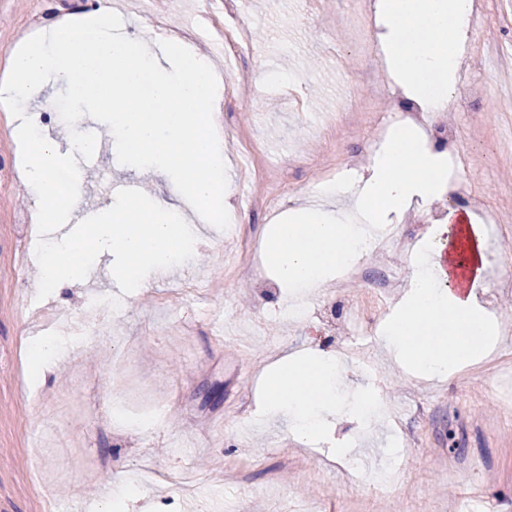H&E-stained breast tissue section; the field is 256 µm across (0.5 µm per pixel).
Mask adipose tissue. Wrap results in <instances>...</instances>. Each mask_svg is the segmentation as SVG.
<instances>
[{
  "label": "adipose tissue",
  "mask_w": 512,
  "mask_h": 512,
  "mask_svg": "<svg viewBox=\"0 0 512 512\" xmlns=\"http://www.w3.org/2000/svg\"><path fill=\"white\" fill-rule=\"evenodd\" d=\"M384 29L382 48L392 75L407 99L423 111L442 112L454 93L459 50L470 24L472 0H378ZM449 188L446 153L406 126L396 127L362 177L349 212L303 208L278 225L269 259L287 288L320 287L330 271L358 260L364 225L385 229L414 207L439 199ZM426 258L418 260L396 312L382 325L384 344L413 372L443 380L461 366L483 358L498 340L494 322L472 296L490 266L478 224L458 210L429 231ZM344 370L342 352L313 350L279 361L267 379L271 410L285 413L291 431L308 441L328 438L326 415ZM381 409L367 391L347 419L355 430L332 453L358 462L356 448Z\"/></svg>",
  "instance_id": "obj_1"
}]
</instances>
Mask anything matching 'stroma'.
<instances>
[{"label":"stroma","mask_w":512,"mask_h":512,"mask_svg":"<svg viewBox=\"0 0 512 512\" xmlns=\"http://www.w3.org/2000/svg\"><path fill=\"white\" fill-rule=\"evenodd\" d=\"M253 30V50L237 68L221 72L227 161V208L247 228L255 245L267 246L272 221L259 204L266 178L245 180L234 149L243 135L261 142L275 161L286 160L292 192L288 215L303 198H315L322 168L372 145L370 165L380 150L381 126H396L402 90L386 68H372L356 47L346 17L353 0H318L304 13L300 0H236ZM91 6V0H0V81L8 75L10 50L30 27ZM154 13L172 35L190 34V47L215 48L202 31L198 0H153ZM483 54L463 53L469 80L484 85V98L454 115L456 135L449 154L464 153L476 189L498 207L482 225L492 265L477 299L503 330V342L481 361L465 366L451 382L416 378L384 345L374 347L375 372L348 358L336 393L344 405L373 388L386 406L420 393L425 411L411 434L395 431L380 416L364 437L362 463L370 473L394 469L388 493L373 496L350 482L322 444L288 434L286 418L265 409L264 378L273 363L306 349L346 348L351 332L325 335L317 319L300 322L286 309L294 291L256 288L224 265L225 256L253 257L236 232L206 222L157 169L120 165L111 150L98 151L96 167L85 170L83 209L108 206L96 191L105 178L135 182L149 197L172 205L193 220L203 246L187 264L153 275L148 290L122 294L99 256L88 280L44 300L36 298L35 256L17 254L39 240L30 224L15 221L18 202L30 196L20 173L12 116L0 110V512H224L225 482L245 480L235 512H453L464 494L490 495L497 512H512V291L493 296L494 282L512 276V19L499 21ZM344 52L353 68L337 69L332 55ZM272 72L261 80L262 71ZM368 78H361V71ZM357 112L355 136L325 132L327 114ZM309 304L347 317L351 306H370L366 284L340 291L322 287ZM70 319L86 321L70 333ZM67 332L71 340L39 381L31 379L30 341ZM127 381L135 405L157 409L140 426L116 405V380ZM188 474L184 488L167 481L139 485L135 498H112L115 479L146 467Z\"/></svg>","instance_id":"1"}]
</instances>
